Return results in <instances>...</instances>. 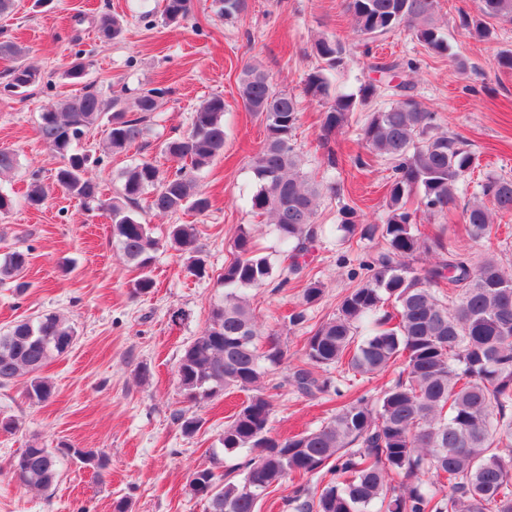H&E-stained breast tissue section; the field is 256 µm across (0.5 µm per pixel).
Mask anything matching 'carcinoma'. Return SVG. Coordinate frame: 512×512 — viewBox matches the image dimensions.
<instances>
[{"label":"carcinoma","instance_id":"1","mask_svg":"<svg viewBox=\"0 0 512 512\" xmlns=\"http://www.w3.org/2000/svg\"><path fill=\"white\" fill-rule=\"evenodd\" d=\"M214 3L226 19L247 8V0ZM190 4L164 0L161 20L180 23ZM437 8L438 0H348L356 32L365 42L403 27L428 49L443 53L448 44L436 23ZM493 21L512 22V0H478L476 14L463 17V26L472 37L486 40L493 35ZM96 28L100 37L113 40L123 24L102 13ZM313 53L319 65L306 74L304 92L328 105L324 142L354 113L363 112L366 156H357L355 163L366 167L382 158L390 166L388 213L379 227L386 249L361 260L359 282L342 297L336 313L310 330L301 364L291 375L299 394L339 399L335 413L310 431L274 433L265 378L282 365L285 354L273 335L259 330L249 293L265 286L277 267L281 287L305 269L320 232L315 217L321 187L300 172L292 144L300 112L297 96L277 88L258 65H245L239 97L266 130L263 147L250 162L255 190L249 206L285 250L283 258L274 259L257 246L252 225L239 226L233 258L221 274L224 298L178 361L180 389L189 402L212 400L228 389L248 393L227 417L221 439L224 452L246 453L247 460L237 467L240 476L199 468L194 474L203 485L191 491L207 500L209 512H261L270 488L297 477L300 482L284 499L292 512H512V272L493 255L476 262L443 236L422 235L409 207L414 195L416 210L429 213L455 204L458 183L473 168L475 155L462 135L438 132L435 113L409 94L411 79L394 86L368 80L355 93L338 94L331 76L348 67L341 41L322 36ZM2 56L16 58L6 84L15 96L27 98L42 83L41 71L27 65L22 49L10 41L0 42ZM89 66L83 52H76L62 77L81 86L80 94L52 102L39 113L38 138L51 157L60 159L56 185L83 209L109 213L112 243L137 271L132 294L154 288L152 264L163 243L185 257L191 275L203 276L195 225L171 224L162 241L132 207L145 198L147 208L160 214L184 210L201 216L210 210V197L197 189V181L224 153V98L204 100L191 128L161 144V153L174 163L169 171L144 158L123 173L116 196L106 199L101 183L91 176L92 154L80 135L105 118L112 151L130 149L142 140L168 89L141 88L130 100L122 90L106 99L86 80ZM369 68L384 74L414 72L410 61L371 62ZM19 165L18 151L0 146V178ZM481 194L496 212L512 213L511 178L486 179ZM47 198L48 190L33 181L24 202L39 208ZM462 217L469 238L491 239L492 212L482 202L467 204ZM28 264L27 249L4 253L0 283L26 293ZM323 293L321 281H309L302 305L316 304ZM387 304L394 312L383 311ZM75 337V330L53 313L0 330V387L26 376L28 399L47 401L53 386L39 371L65 354ZM342 365L360 376L392 367L398 373L373 396L343 391L313 371ZM176 421L186 437L204 425L202 418L183 411ZM22 456L17 479L43 490L56 483L62 458L97 472L107 466L104 456L85 448L31 444Z\"/></svg>","mask_w":512,"mask_h":512}]
</instances>
